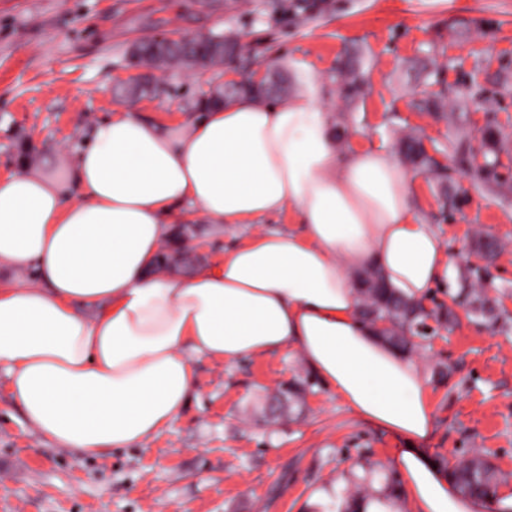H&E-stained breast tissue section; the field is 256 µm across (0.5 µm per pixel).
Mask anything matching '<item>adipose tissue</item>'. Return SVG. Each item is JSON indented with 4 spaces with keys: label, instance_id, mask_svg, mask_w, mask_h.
<instances>
[{
    "label": "adipose tissue",
    "instance_id": "adipose-tissue-1",
    "mask_svg": "<svg viewBox=\"0 0 512 512\" xmlns=\"http://www.w3.org/2000/svg\"><path fill=\"white\" fill-rule=\"evenodd\" d=\"M321 90L276 103L240 97L186 130L122 112L66 167L0 178V367L26 420L87 456L127 448L175 420L197 357L234 362L295 348L363 422L405 445L401 499L356 512H486L417 444L433 427L423 373L358 313L356 275L381 269L422 300L448 274L411 180L379 147L341 154ZM291 211L293 230L261 228ZM252 224L190 274L160 260L180 226ZM22 268L31 281L17 280Z\"/></svg>",
    "mask_w": 512,
    "mask_h": 512
}]
</instances>
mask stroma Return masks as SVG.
<instances>
[{"instance_id": "obj_1", "label": "stroma", "mask_w": 512, "mask_h": 512, "mask_svg": "<svg viewBox=\"0 0 512 512\" xmlns=\"http://www.w3.org/2000/svg\"><path fill=\"white\" fill-rule=\"evenodd\" d=\"M220 32L237 38L241 71L280 70L294 97L319 83L340 149L394 154L407 132L435 149L441 175L408 170L415 207L450 257L447 283L425 306L454 314L415 357L434 412L424 446L443 471L483 454L512 475V329L489 327L457 298L467 265H483L488 296L512 314V0H0V177L50 158L64 175L91 128L120 112L184 128L224 85V68L156 70L151 91L131 96L144 72L133 45ZM347 59L365 83L354 101L336 80ZM440 95L444 119L431 108ZM484 163L496 181L474 178ZM197 230L204 243L175 271L216 260L252 227ZM486 239L505 249L490 264L478 250ZM442 363L452 369L444 379ZM194 368L197 387L169 426L96 456L41 437L0 369V512H345L352 466L375 464L374 484L400 482L402 440L360 421L322 382L299 420L263 422L265 396L311 374L297 350L200 357ZM320 485L331 486L330 502L310 504Z\"/></svg>"}]
</instances>
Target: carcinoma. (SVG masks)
Wrapping results in <instances>:
<instances>
[{
  "instance_id": "cac0c4a2",
  "label": "carcinoma",
  "mask_w": 512,
  "mask_h": 512,
  "mask_svg": "<svg viewBox=\"0 0 512 512\" xmlns=\"http://www.w3.org/2000/svg\"><path fill=\"white\" fill-rule=\"evenodd\" d=\"M136 64L149 69H165L172 67L191 68L199 63L218 66L234 63L239 59V44L227 39L222 34H211L200 42L180 44L172 42V46L159 55L153 42L144 41L136 45L132 51ZM336 78L342 80L344 96L354 100L363 94V84L350 76L344 68L337 70ZM239 95H249L265 100L273 96L281 99L288 96V85L279 76L271 75L257 86L246 78L239 83H230L224 87L218 97L208 100V104L217 105ZM400 153L412 165L427 168L431 171L439 169V165L426 153L420 138L407 135L400 141ZM483 269L468 270L464 277L465 285L461 293L470 311L491 322L501 330L509 329V318L497 311L496 306L483 288ZM360 315L371 323H384L383 338L401 353L411 357L422 346V343L434 335V329L428 319L435 316L420 302L409 300L385 286L379 270H371L360 277ZM307 382L295 381L281 388L272 398L281 411H291L293 405L304 391ZM460 492L469 497L494 500L500 486L507 481V476L499 471L491 461L475 455L448 471Z\"/></svg>"
}]
</instances>
